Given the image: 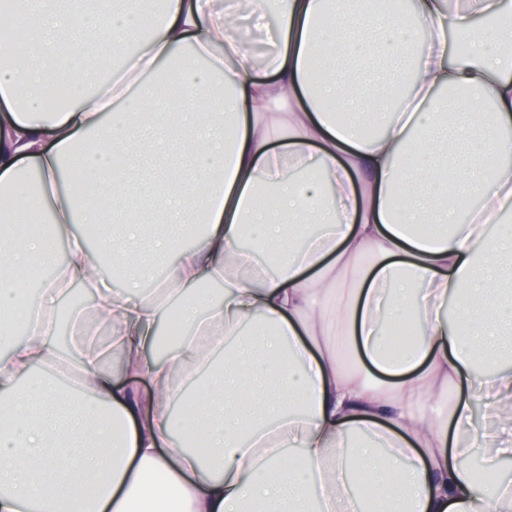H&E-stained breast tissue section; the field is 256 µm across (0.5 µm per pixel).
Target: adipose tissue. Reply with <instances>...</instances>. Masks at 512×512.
I'll use <instances>...</instances> for the list:
<instances>
[{
  "instance_id": "obj_1",
  "label": "adipose tissue",
  "mask_w": 512,
  "mask_h": 512,
  "mask_svg": "<svg viewBox=\"0 0 512 512\" xmlns=\"http://www.w3.org/2000/svg\"><path fill=\"white\" fill-rule=\"evenodd\" d=\"M12 0L20 62L0 65V192L36 174L24 221L0 225V512H512V29L505 0ZM278 13L265 61L250 33ZM140 49L87 89L70 58ZM164 74L180 125L146 112ZM68 75L55 111L43 102ZM51 233L32 232L40 219ZM166 259L132 262L129 243ZM66 257L55 264L57 246ZM128 271L123 291L103 265ZM55 264L27 293L20 275ZM183 336L148 356L174 301ZM95 288L50 352L60 301ZM455 314H448V304ZM420 337L391 357L388 323ZM112 327L90 339L86 319ZM382 382H375V375ZM454 391L447 414L428 398ZM490 428L471 435L474 409ZM209 450L187 451L176 423Z\"/></svg>"
}]
</instances>
